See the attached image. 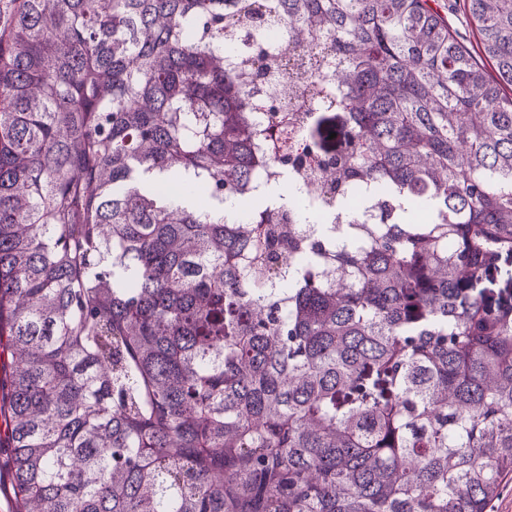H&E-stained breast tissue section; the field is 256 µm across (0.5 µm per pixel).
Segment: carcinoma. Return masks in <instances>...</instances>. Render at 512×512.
I'll list each match as a JSON object with an SVG mask.
<instances>
[{
    "label": "carcinoma",
    "mask_w": 512,
    "mask_h": 512,
    "mask_svg": "<svg viewBox=\"0 0 512 512\" xmlns=\"http://www.w3.org/2000/svg\"><path fill=\"white\" fill-rule=\"evenodd\" d=\"M0 28L14 512H487L512 475V0H17ZM313 67L257 158L224 31ZM259 73L282 63L260 51ZM335 138H330L331 134ZM314 158L268 210L258 163ZM207 192L183 205L172 185ZM247 205L224 222V204ZM464 1L436 0L433 6L447 19L448 26L458 41L466 46L481 64L484 63L488 73L495 75L492 66L482 58L479 34L465 13Z\"/></svg>",
    "instance_id": "obj_1"
}]
</instances>
